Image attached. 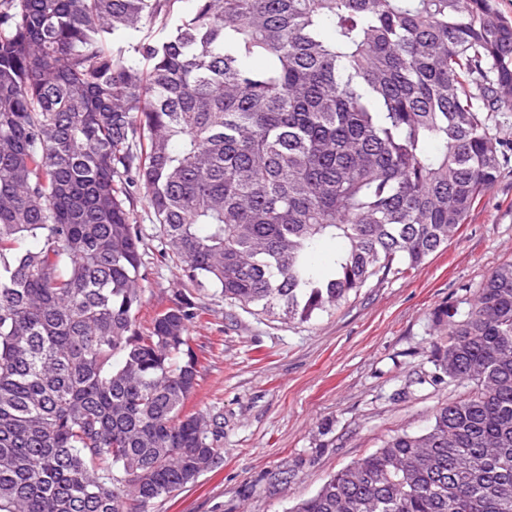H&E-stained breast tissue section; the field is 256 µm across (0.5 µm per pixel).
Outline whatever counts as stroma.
Masks as SVG:
<instances>
[{
  "label": "stroma",
  "mask_w": 512,
  "mask_h": 512,
  "mask_svg": "<svg viewBox=\"0 0 512 512\" xmlns=\"http://www.w3.org/2000/svg\"><path fill=\"white\" fill-rule=\"evenodd\" d=\"M130 208L144 233L138 322L145 328L184 278L158 258L163 237L144 194H133ZM509 261L512 168L418 271L370 284L311 322L193 289L200 318L188 343L200 378L187 407L223 413V452L194 484L148 512H288L391 436L424 430L436 407L471 389L467 381L416 382L430 369L433 345L448 339L437 311Z\"/></svg>",
  "instance_id": "35a3bbf8"
}]
</instances>
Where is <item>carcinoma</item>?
<instances>
[{
	"mask_svg": "<svg viewBox=\"0 0 512 512\" xmlns=\"http://www.w3.org/2000/svg\"><path fill=\"white\" fill-rule=\"evenodd\" d=\"M0 12V512H147L221 455L184 289L141 330L144 192L193 288L309 322L418 270L512 167L497 0H9ZM161 35L123 43L146 22ZM341 247L318 267V242ZM421 433L290 512H512V262L441 309Z\"/></svg>",
	"mask_w": 512,
	"mask_h": 512,
	"instance_id": "obj_1",
	"label": "carcinoma"
}]
</instances>
